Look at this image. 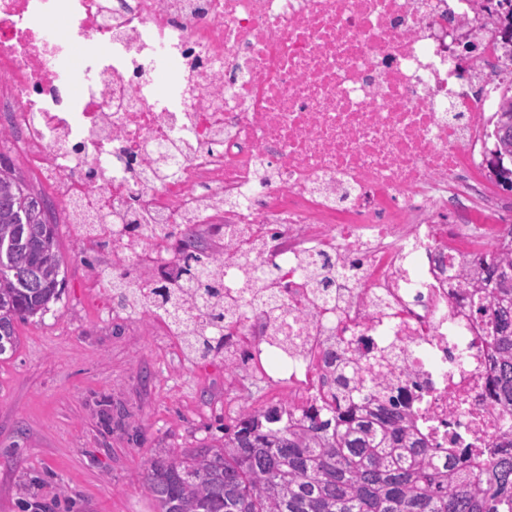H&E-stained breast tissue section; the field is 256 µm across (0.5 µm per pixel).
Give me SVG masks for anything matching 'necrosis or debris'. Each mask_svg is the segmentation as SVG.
Returning a JSON list of instances; mask_svg holds the SVG:
<instances>
[{
    "instance_id": "obj_1",
    "label": "necrosis or debris",
    "mask_w": 512,
    "mask_h": 512,
    "mask_svg": "<svg viewBox=\"0 0 512 512\" xmlns=\"http://www.w3.org/2000/svg\"><path fill=\"white\" fill-rule=\"evenodd\" d=\"M459 31L478 56L450 52ZM501 34L494 0H0V145L115 277L175 276L168 229L214 242L243 278L228 415L360 414L346 357L402 391L436 464L512 458L455 282L512 212L487 160Z\"/></svg>"
}]
</instances>
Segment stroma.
I'll use <instances>...</instances> for the list:
<instances>
[{"label":"stroma","mask_w":512,"mask_h":512,"mask_svg":"<svg viewBox=\"0 0 512 512\" xmlns=\"http://www.w3.org/2000/svg\"><path fill=\"white\" fill-rule=\"evenodd\" d=\"M66 288L19 323L0 361V512H155L138 481L154 449L200 445L224 421V364L188 361L150 317H116L112 265L60 225ZM97 270L90 281L89 270Z\"/></svg>","instance_id":"obj_1"}]
</instances>
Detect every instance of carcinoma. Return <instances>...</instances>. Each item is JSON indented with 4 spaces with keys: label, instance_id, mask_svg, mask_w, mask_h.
I'll list each match as a JSON object with an SVG mask.
<instances>
[{
    "label": "carcinoma",
    "instance_id": "1",
    "mask_svg": "<svg viewBox=\"0 0 512 512\" xmlns=\"http://www.w3.org/2000/svg\"><path fill=\"white\" fill-rule=\"evenodd\" d=\"M508 21L503 54L512 62V0H498ZM512 110V85L494 112L499 147L501 111ZM51 203L0 152V357L13 355L16 326L44 316L66 286ZM187 235L176 240L182 283L135 290L114 281L121 301L144 305L177 319L185 304L178 290L210 297L216 304L196 315L182 343L207 358L219 351L224 332V289L229 273L211 251ZM481 273L462 278L476 297V310L490 325L496 401L512 420V225L496 251L481 260ZM347 393H366L375 408L364 416L331 407L288 424L276 406L246 411L224 425V435L179 455L156 448L144 474L157 512H512V460L492 458L485 474L463 472L455 463H433L435 449L414 432L399 398L383 391L372 373H337Z\"/></svg>",
    "mask_w": 512,
    "mask_h": 512
}]
</instances>
